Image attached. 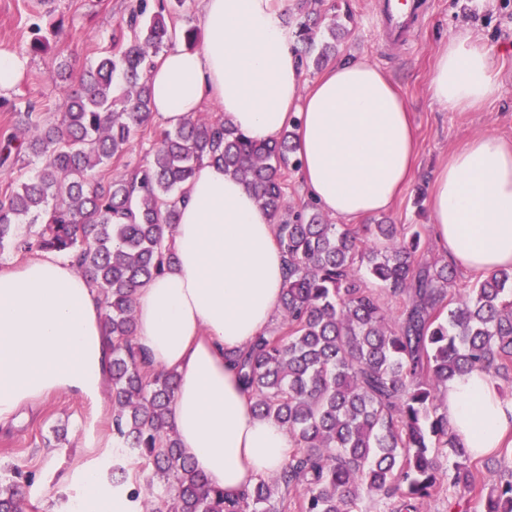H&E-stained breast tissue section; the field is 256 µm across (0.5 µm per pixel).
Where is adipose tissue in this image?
Returning <instances> with one entry per match:
<instances>
[{
	"label": "adipose tissue",
	"mask_w": 512,
	"mask_h": 512,
	"mask_svg": "<svg viewBox=\"0 0 512 512\" xmlns=\"http://www.w3.org/2000/svg\"><path fill=\"white\" fill-rule=\"evenodd\" d=\"M203 39L163 54L148 74L152 117L177 127L207 98L262 143L294 127L311 199L343 222L388 211L413 174L416 134L394 84L354 59L302 91L288 0H199ZM430 93L449 110L497 98L494 54L462 33L442 47ZM433 237L454 263L489 273L512 267V142L481 134L434 174ZM165 244L175 261L136 290V351L178 381L171 420L183 454L209 486L234 499L275 472L292 445L257 415L232 363L265 333L288 272L275 227L221 165L201 163ZM112 346L101 295L70 260L37 253L0 270V425L28 402L67 392L93 402L108 389ZM448 422L474 455L512 431V399L474 373L442 394Z\"/></svg>",
	"instance_id": "adipose-tissue-1"
}]
</instances>
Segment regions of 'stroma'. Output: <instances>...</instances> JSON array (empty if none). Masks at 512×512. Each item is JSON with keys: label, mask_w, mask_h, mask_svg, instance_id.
I'll return each mask as SVG.
<instances>
[{"label": "stroma", "mask_w": 512, "mask_h": 512, "mask_svg": "<svg viewBox=\"0 0 512 512\" xmlns=\"http://www.w3.org/2000/svg\"><path fill=\"white\" fill-rule=\"evenodd\" d=\"M138 0H0V51L27 60L26 70L11 98L38 101L47 119L64 110L57 72L69 66L79 76L108 50L113 28ZM379 0H324L322 13L345 21L336 40V60L363 58L385 72L402 94L413 117L418 140L416 173L391 210L382 213L389 224L420 225L427 260H443L430 221V194L435 171L468 138L492 133L512 140V0H428L422 28L404 46L386 43L377 24ZM38 22L46 50L29 48L28 27ZM65 32L55 35V24ZM479 36L493 50L499 72L497 98L476 112H451L429 95L435 56L448 39L463 31ZM112 432V402L95 407L82 398L57 393L0 427V477L21 486L23 512H71L79 493L76 468H96L100 483L114 485L112 470L129 466L119 448H89L88 425Z\"/></svg>", "instance_id": "35a3bbf8"}]
</instances>
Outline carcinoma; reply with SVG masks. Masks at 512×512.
Returning <instances> with one entry per match:
<instances>
[{
	"mask_svg": "<svg viewBox=\"0 0 512 512\" xmlns=\"http://www.w3.org/2000/svg\"><path fill=\"white\" fill-rule=\"evenodd\" d=\"M301 58L320 68L335 45L318 42L322 20L308 0L296 4ZM165 0L112 30L111 49L78 84H61L60 118L12 102L18 134L0 131V168L34 156V176L0 192V250L52 252L74 261L98 288L112 344V427L121 452L149 468L129 479L128 498L149 512H357L361 492L392 512H421L449 484L478 512H512V469L476 479L470 453L438 412L449 381L473 372L512 379V268L480 275L453 297L456 265L423 259L416 227L336 225L314 206L283 210L285 169L298 170L295 129L257 143L224 118L197 114L164 130L151 158L119 179L109 169L150 123L146 75L174 47ZM205 159L224 165L254 194L288 257L280 322L234 357L257 414L288 431L292 451L279 470L228 500L208 486L181 452L169 417L177 380L149 371L135 351V293L164 272L174 254L164 246L177 202ZM28 225L20 234L17 225ZM365 268L366 278L354 270ZM403 301L392 316L376 294ZM453 470L440 465L448 454ZM16 483L0 481V512H21Z\"/></svg>",
	"mask_w": 512,
	"mask_h": 512,
	"instance_id": "obj_1",
	"label": "carcinoma"
}]
</instances>
